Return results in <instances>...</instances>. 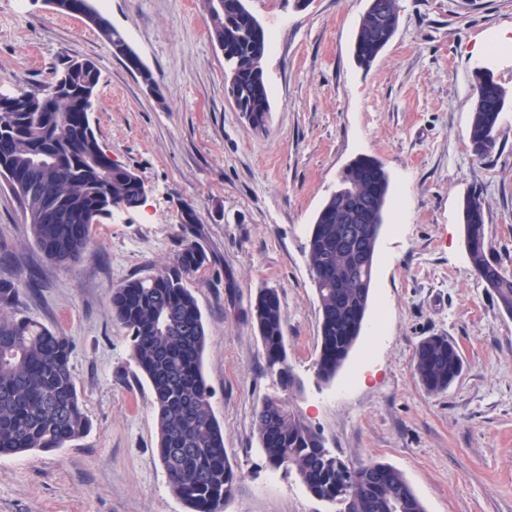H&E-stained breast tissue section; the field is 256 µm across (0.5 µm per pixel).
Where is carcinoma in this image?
Returning a JSON list of instances; mask_svg holds the SVG:
<instances>
[{
	"instance_id": "carcinoma-1",
	"label": "carcinoma",
	"mask_w": 512,
	"mask_h": 512,
	"mask_svg": "<svg viewBox=\"0 0 512 512\" xmlns=\"http://www.w3.org/2000/svg\"><path fill=\"white\" fill-rule=\"evenodd\" d=\"M210 37L224 43V64L233 83L225 85L238 109L270 111L262 62L267 37L259 20L238 0H205ZM385 14L363 15L353 52L368 65L398 28L396 0H378ZM67 80L62 96L42 111L0 108V175L18 198L30 235L43 255L58 265L76 263L91 243V227L112 217V209L140 205L142 180L112 163L90 121L76 111V100L97 89L100 70L89 59L69 61L61 72ZM475 98L469 139L474 156L496 147L495 131L508 99L493 75L475 73ZM65 128L52 140L48 125ZM390 183L379 161L358 157L343 171L339 187L322 204L308 240L309 265L321 313V348L317 376L330 380L361 334L373 279L375 239L371 228L384 214ZM481 204L465 201L463 221L477 277L512 313V274L486 246L484 219L470 218ZM207 256L200 245L185 241L173 261L148 278L128 279L112 289L113 317L131 336V358L150 384L158 429L156 452L168 470L169 485L191 512H218L232 493L233 470L224 434L213 413L202 373L207 342L197 302L184 285ZM18 295L12 281H0V456L35 449L53 450L83 437L89 421L70 370L65 337L43 324L8 312ZM263 342L267 369L282 384L296 380L289 366L275 372L274 362H287L285 321L278 291L261 290L251 311ZM463 362L448 337L432 335L417 346L415 373L430 394H440L458 377ZM261 448L276 469L293 470L314 497L344 504L341 489L351 469L325 448L320 436L291 411L285 401L268 397L255 412ZM366 478L367 512H425L402 472L378 461L357 468Z\"/></svg>"
}]
</instances>
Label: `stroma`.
Returning <instances> with one entry per match:
<instances>
[{
	"label": "stroma",
	"mask_w": 512,
	"mask_h": 512,
	"mask_svg": "<svg viewBox=\"0 0 512 512\" xmlns=\"http://www.w3.org/2000/svg\"><path fill=\"white\" fill-rule=\"evenodd\" d=\"M367 4L246 0L274 35L263 63L270 111L256 130L224 93L202 0H105L155 94L85 19L45 0H0V92L36 93L65 60L95 61L98 138L149 189L139 208L94 225L79 261L60 266L37 249L0 178V280L20 284L17 315L68 339L90 421L64 448L0 457V512H189L155 454L152 391L109 309L113 287L154 275L187 239L208 256L186 284L206 326L211 406L241 475L221 512H337L268 464L254 413L270 396L348 466L399 469L426 512H512V314L475 275L462 218L467 194L479 192L487 237L512 273V102L489 157L469 144L475 71L489 69L512 95V46L500 43L512 0H397L398 30L363 68L352 45ZM360 156L384 166L391 194L362 333L325 381L308 240ZM189 207L197 223H183ZM263 288L282 302L291 389L268 373L251 319ZM432 334L463 360L440 395L413 367Z\"/></svg>",
	"instance_id": "obj_1"
}]
</instances>
